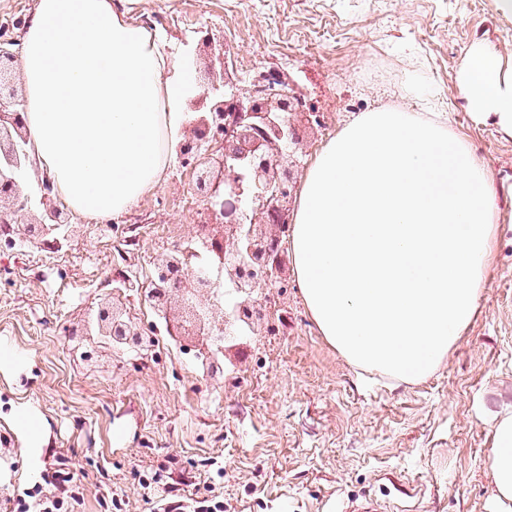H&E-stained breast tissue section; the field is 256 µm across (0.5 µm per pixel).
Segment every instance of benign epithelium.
Returning a JSON list of instances; mask_svg holds the SVG:
<instances>
[{
	"instance_id": "1",
	"label": "benign epithelium",
	"mask_w": 512,
	"mask_h": 512,
	"mask_svg": "<svg viewBox=\"0 0 512 512\" xmlns=\"http://www.w3.org/2000/svg\"><path fill=\"white\" fill-rule=\"evenodd\" d=\"M17 55L0 49V233L45 238L64 224L61 212L49 211L39 222L27 221L31 199L21 194L19 181L33 167L27 149L22 112L24 100L11 84ZM188 73L197 88L196 105L210 102L209 112L192 121L194 136L177 145L181 162L192 165L208 141L224 144L221 174L198 171L197 188L205 201L208 224L219 228L202 241L203 250L222 264L224 302L216 298L217 282L194 270L199 253L178 249L157 258L148 301L164 316L175 335L190 317L201 345L229 343L258 334L269 319L266 302L274 299L283 264L282 240L290 223L302 139L292 118L301 100L269 74L243 89L229 76L227 54L206 81L195 62ZM98 335L116 343L139 345L143 332L111 304L96 314Z\"/></svg>"
}]
</instances>
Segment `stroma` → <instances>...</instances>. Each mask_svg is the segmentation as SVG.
Wrapping results in <instances>:
<instances>
[{
    "mask_svg": "<svg viewBox=\"0 0 512 512\" xmlns=\"http://www.w3.org/2000/svg\"><path fill=\"white\" fill-rule=\"evenodd\" d=\"M129 17L200 73L224 48L240 86L277 72L302 101V176L356 113L435 106L492 174L495 248L475 317L424 378L350 363L287 260L272 326L227 349L213 380L185 364L200 352L191 336L124 358L90 336L87 361L65 334L105 301L152 332L158 314L142 290L155 256L204 230L195 170L171 157L160 185L116 219L52 199L66 222L60 248L0 244V341L22 358L0 372V512L62 463L80 487L68 512H107L111 490L123 512H157L142 487L157 472L224 512H337L355 498L388 512H498L493 429L512 414V135L473 117L460 76L478 45L512 70V16L496 0H135ZM21 404L49 432L36 471L10 421Z\"/></svg>",
    "mask_w": 512,
    "mask_h": 512,
    "instance_id": "stroma-1",
    "label": "stroma"
}]
</instances>
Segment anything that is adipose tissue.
I'll use <instances>...</instances> for the list:
<instances>
[{
  "label": "adipose tissue",
  "mask_w": 512,
  "mask_h": 512,
  "mask_svg": "<svg viewBox=\"0 0 512 512\" xmlns=\"http://www.w3.org/2000/svg\"><path fill=\"white\" fill-rule=\"evenodd\" d=\"M25 127L40 166L75 211L117 216L163 179L191 89L155 32L112 0H35L21 37ZM476 117L512 135V72L474 48L460 80ZM501 512H512V416L494 429Z\"/></svg>",
  "instance_id": "1"
}]
</instances>
